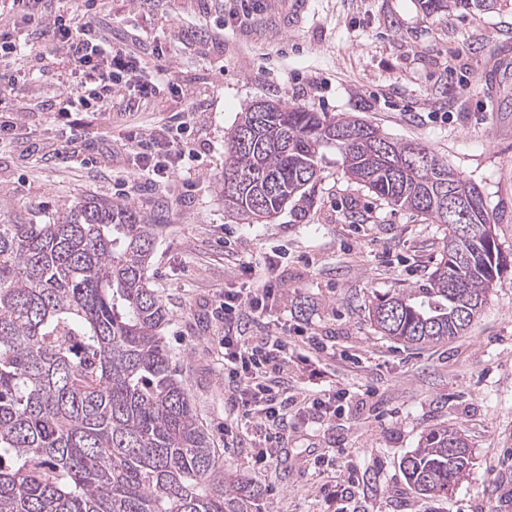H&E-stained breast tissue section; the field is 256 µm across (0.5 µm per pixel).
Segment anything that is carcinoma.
Wrapping results in <instances>:
<instances>
[{"label": "carcinoma", "mask_w": 512, "mask_h": 512, "mask_svg": "<svg viewBox=\"0 0 512 512\" xmlns=\"http://www.w3.org/2000/svg\"><path fill=\"white\" fill-rule=\"evenodd\" d=\"M500 0H418L426 17ZM224 208L246 224L305 194L334 150L376 196L444 226L426 282L370 300L371 325L407 347L467 334L512 257L478 186L466 238L448 223V163L355 116L299 106L241 113L226 136ZM160 225L132 204L90 195L64 211L0 215V512H250L258 490L224 475L163 331L147 275ZM455 428L427 433L402 461L424 498L470 470Z\"/></svg>", "instance_id": "carcinoma-1"}]
</instances>
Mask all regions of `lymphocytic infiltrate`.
Returning <instances> with one entry per match:
<instances>
[{"label": "lymphocytic infiltrate", "mask_w": 512, "mask_h": 512, "mask_svg": "<svg viewBox=\"0 0 512 512\" xmlns=\"http://www.w3.org/2000/svg\"><path fill=\"white\" fill-rule=\"evenodd\" d=\"M30 26L36 41L51 44L65 69L63 78L78 80L76 93L57 109L58 120L72 112H102L124 101L127 85L143 60L126 45L109 42L93 22H78L69 0H13ZM128 142L137 173L145 179L169 178L190 171L195 157L163 130L143 133L130 130ZM278 293L267 277L257 275L248 292L225 290L220 304L224 312V376L234 387L235 402L245 419L285 430L289 412L315 415L329 421L344 416L347 393L342 389H309L302 397L288 393L283 374L292 359H300L309 380L323 378L324 346L315 336L302 337L307 352L295 356L287 339L252 336L251 321L263 313L267 300Z\"/></svg>", "instance_id": "lymphocytic-infiltrate-1"}]
</instances>
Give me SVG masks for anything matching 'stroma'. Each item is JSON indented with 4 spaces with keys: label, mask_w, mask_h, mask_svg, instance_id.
I'll list each match as a JSON object with an SVG mask.
<instances>
[{
    "label": "stroma",
    "mask_w": 512,
    "mask_h": 512,
    "mask_svg": "<svg viewBox=\"0 0 512 512\" xmlns=\"http://www.w3.org/2000/svg\"><path fill=\"white\" fill-rule=\"evenodd\" d=\"M97 21L143 55L158 81L151 103L79 113L76 137L65 138L50 106L76 83L60 79L51 45L22 51L15 79L0 80V121L17 125L0 150V214L61 211L95 195L160 216L150 274L170 318L165 342L225 469L258 485L260 512H512V267L467 335L407 348L378 335L365 306L426 279L442 225L380 199L332 152L305 196L265 224L227 214L218 185L225 135L256 101L353 115L428 146L475 183L512 254V4L438 22L417 0H309L300 27L274 33L250 0H106ZM177 120L200 159L190 177L129 173L116 184L127 131ZM274 253L281 293L250 331L321 337L350 413L289 418L276 459L257 470L249 450L261 432L229 399L217 306L225 289L247 287L243 263L260 270ZM441 425L464 432L473 466L452 496L427 503L401 460ZM335 480L349 492L330 503L321 488Z\"/></svg>",
    "instance_id": "35a3bbf8"
}]
</instances>
